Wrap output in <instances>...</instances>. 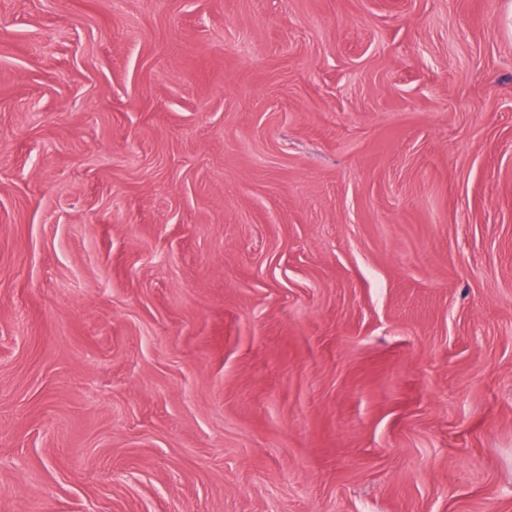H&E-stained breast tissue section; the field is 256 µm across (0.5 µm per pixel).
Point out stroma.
I'll use <instances>...</instances> for the list:
<instances>
[{
	"label": "stroma",
	"instance_id": "obj_1",
	"mask_svg": "<svg viewBox=\"0 0 512 512\" xmlns=\"http://www.w3.org/2000/svg\"><path fill=\"white\" fill-rule=\"evenodd\" d=\"M0 512H512V0H0Z\"/></svg>",
	"mask_w": 512,
	"mask_h": 512
}]
</instances>
